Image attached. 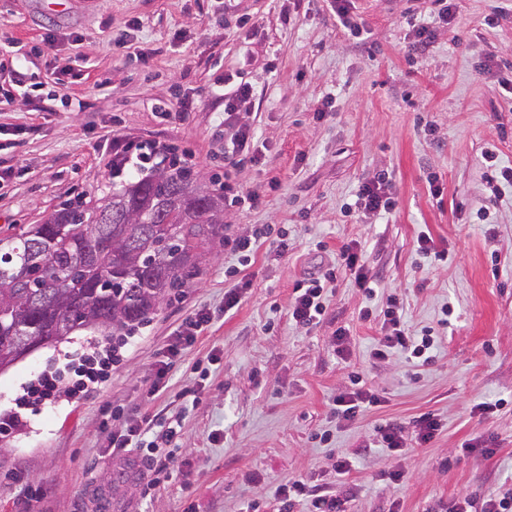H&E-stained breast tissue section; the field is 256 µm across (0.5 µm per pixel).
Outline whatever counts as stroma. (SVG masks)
Segmentation results:
<instances>
[{"mask_svg":"<svg viewBox=\"0 0 512 512\" xmlns=\"http://www.w3.org/2000/svg\"><path fill=\"white\" fill-rule=\"evenodd\" d=\"M356 5L357 34L329 0H0V94L14 98L0 110V237L110 195L118 140L191 156L200 183L219 188L228 75L254 86L242 109L257 159L237 179L263 196L259 207L224 211L225 237L257 235L249 259L215 240L188 287L126 337L95 394L25 412L23 430L0 442V512H23L28 485L40 489L34 512H244L250 501L274 512L280 485L335 481L341 451L355 457L346 479L358 492L347 512H425L462 494L487 499L512 482V188L490 203L483 179L486 153L512 166V101L497 90L500 64L512 62V12H494L495 0H453L443 22L431 0ZM421 25L433 39L420 58L410 43ZM178 96L196 109L172 122L161 108ZM327 101L333 115L317 118ZM382 172L396 209L349 210L359 183ZM461 203L471 213L464 221ZM483 207L486 222L475 215ZM424 233L447 249V262L417 254ZM347 243L361 250L373 295L337 270ZM328 269L327 315L296 326L288 309L297 285ZM245 281L241 303L225 311V291ZM392 295L411 333L433 329L430 363L413 367L397 353L371 365ZM202 308L209 328L150 394L179 323ZM98 337L77 332L0 371V416L41 372L63 371L72 383L70 356ZM354 375L384 401L342 426L332 404ZM495 400L493 414L476 412ZM106 407L180 415L173 475L153 498L105 457ZM424 413L442 423L430 442L408 441L402 453L380 446L379 425L409 427ZM481 435L494 440L491 457L466 449ZM395 469L404 482L381 479Z\"/></svg>","mask_w":512,"mask_h":512,"instance_id":"stroma-1","label":"stroma"}]
</instances>
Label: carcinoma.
<instances>
[{"instance_id":"cac0c4a2","label":"carcinoma","mask_w":512,"mask_h":512,"mask_svg":"<svg viewBox=\"0 0 512 512\" xmlns=\"http://www.w3.org/2000/svg\"><path fill=\"white\" fill-rule=\"evenodd\" d=\"M173 162L0 238V356L27 336L130 330L184 287L224 230V196Z\"/></svg>"}]
</instances>
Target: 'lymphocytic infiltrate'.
<instances>
[{"label":"lymphocytic infiltrate","mask_w":512,"mask_h":512,"mask_svg":"<svg viewBox=\"0 0 512 512\" xmlns=\"http://www.w3.org/2000/svg\"><path fill=\"white\" fill-rule=\"evenodd\" d=\"M253 86L248 82L237 83L230 92L224 95V126L231 129V159L224 167V198L229 205L241 202L239 186L236 182V170L239 166L238 157L248 151L254 138V130L241 115L242 103L253 96ZM328 277L313 276L298 288L290 316L299 326L314 324L325 312L324 295L328 286ZM212 320L210 312L197 310L185 317L176 329V338L169 344L162 360L156 365L154 391H161L165 386L166 377L172 367L181 360L183 354L194 345L209 326ZM433 340L430 336L419 338L408 334L398 299H390L384 312L382 334L370 352L373 361L387 360L392 353L405 354L407 359L420 358L425 350L431 348ZM119 362L116 348L106 347L94 349L93 353L81 358L75 368L77 380L73 386L60 388L54 374L40 373L32 380L15 400L16 409L5 419L0 420V435L10 436L24 425L22 410L34 411L56 403L61 397L74 398L81 394H89L104 382ZM181 433L179 422L160 423L154 419L129 418L124 421L120 430L112 434V453L118 454L133 450L142 457L146 472L141 481L143 495H152L156 486L166 478L175 464L173 449ZM355 495V488L346 484L335 488L327 484H311L295 480L281 485L276 492L279 503L277 512H291L297 499H310L313 512H345V505Z\"/></svg>","instance_id":"f902f5d3"}]
</instances>
